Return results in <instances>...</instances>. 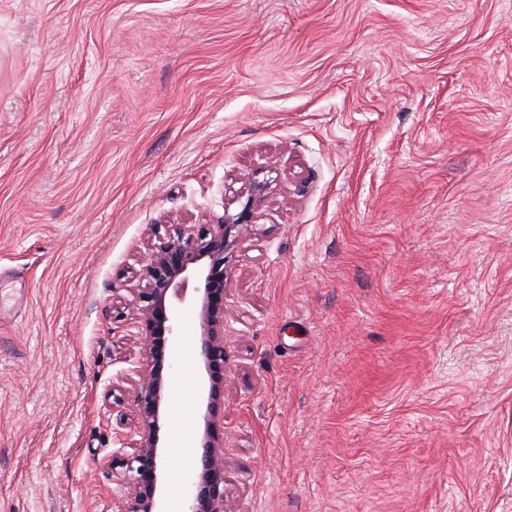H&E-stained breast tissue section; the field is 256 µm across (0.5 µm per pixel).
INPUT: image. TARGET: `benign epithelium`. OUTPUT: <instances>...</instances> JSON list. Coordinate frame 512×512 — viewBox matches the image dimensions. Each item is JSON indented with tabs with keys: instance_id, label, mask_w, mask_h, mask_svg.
Segmentation results:
<instances>
[{
	"instance_id": "1",
	"label": "benign epithelium",
	"mask_w": 512,
	"mask_h": 512,
	"mask_svg": "<svg viewBox=\"0 0 512 512\" xmlns=\"http://www.w3.org/2000/svg\"><path fill=\"white\" fill-rule=\"evenodd\" d=\"M245 200L240 209L224 211V223L211 230L205 225L156 224L143 268L145 285L133 292L129 306L135 311L134 327L146 362L133 368L132 396L136 425L117 432L113 445L134 449L129 471L133 477L115 474L124 494L115 512H168L163 483L172 464L166 459L160 438V419L168 386L164 364L172 353L171 338L178 335L179 313L171 301L182 287L195 280L191 303L198 312L200 331L197 355L208 375V403L217 396L215 374L224 373V261L245 240L250 224L268 199L270 182L245 176ZM183 512H226L224 448L205 414L193 489Z\"/></svg>"
}]
</instances>
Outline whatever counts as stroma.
I'll use <instances>...</instances> for the list:
<instances>
[{
    "mask_svg": "<svg viewBox=\"0 0 512 512\" xmlns=\"http://www.w3.org/2000/svg\"><path fill=\"white\" fill-rule=\"evenodd\" d=\"M275 193L208 405L229 512H512V0H0V512H112L155 224Z\"/></svg>",
    "mask_w": 512,
    "mask_h": 512,
    "instance_id": "35a3bbf8",
    "label": "stroma"
}]
</instances>
